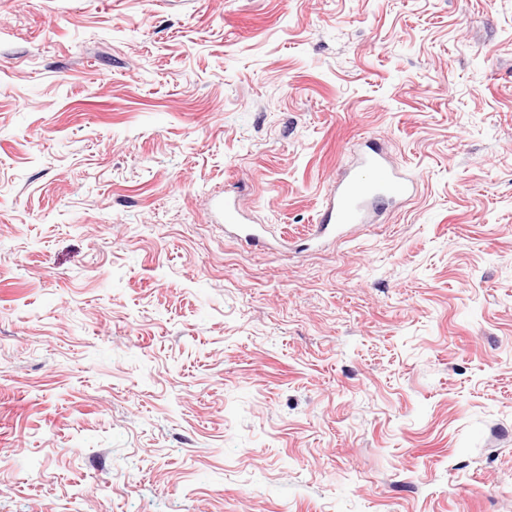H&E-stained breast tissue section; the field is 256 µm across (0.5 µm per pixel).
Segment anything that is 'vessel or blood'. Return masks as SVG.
Masks as SVG:
<instances>
[{
    "label": "vessel or blood",
    "mask_w": 512,
    "mask_h": 512,
    "mask_svg": "<svg viewBox=\"0 0 512 512\" xmlns=\"http://www.w3.org/2000/svg\"><path fill=\"white\" fill-rule=\"evenodd\" d=\"M412 185V179L390 165L377 148H369L359 157L355 171L339 174L332 183L328 203L312 228L314 237L367 223L373 210L404 198ZM224 220L246 241L255 243L263 236L262 225L242 223L234 203H225Z\"/></svg>",
    "instance_id": "vessel-or-blood-1"
}]
</instances>
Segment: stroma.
Instances as JSON below:
<instances>
[{"label": "stroma", "instance_id": "1", "mask_svg": "<svg viewBox=\"0 0 512 512\" xmlns=\"http://www.w3.org/2000/svg\"><path fill=\"white\" fill-rule=\"evenodd\" d=\"M0 512H512V0H0ZM412 185L413 179L370 147L359 157L354 172L341 173L332 183L328 203L312 225L313 236L321 238L345 226L367 223L373 210L404 198ZM224 222L234 227L237 235L248 242H259L263 237L264 228L260 224H242L241 214L234 203L224 199Z\"/></svg>", "mask_w": 512, "mask_h": 512}]
</instances>
